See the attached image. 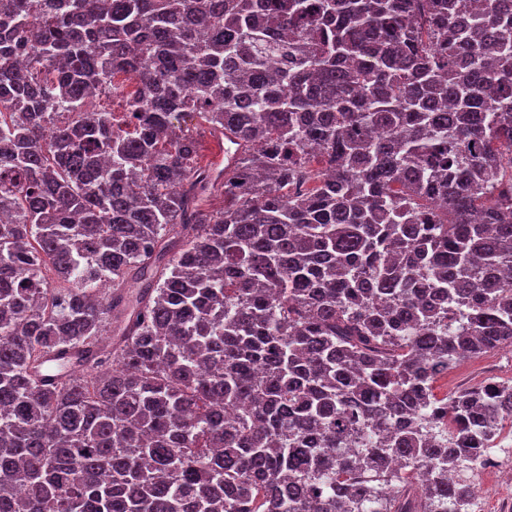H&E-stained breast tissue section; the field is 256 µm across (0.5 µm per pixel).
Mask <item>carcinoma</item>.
Here are the masks:
<instances>
[{"mask_svg": "<svg viewBox=\"0 0 512 512\" xmlns=\"http://www.w3.org/2000/svg\"><path fill=\"white\" fill-rule=\"evenodd\" d=\"M0 214V512H471L512 0H0ZM113 81H115V83H120L123 85V98L121 99V101H118V100H114V110H113V98H112V103L109 102L108 100H106L104 97L102 98V103H104L103 105L106 106V107H109V108H112V112H114V115L116 117H113V114H112V122H113V118H115L116 121H119V120H123V118H125V116H129V114H126L127 112L125 111V109L127 108L126 107V101H130L132 100L138 93V90H139V87H138V83L137 81L131 77L130 75H127V74H119L117 77H112V83ZM109 105V106H108ZM181 125L186 131L189 130V132L199 141L202 159L204 163H210L205 161L204 154L206 155L207 160H213L211 157L210 142L212 140V137L206 131L205 127L200 125L197 119L194 118L192 115L186 116L185 119L181 121ZM489 377L512 380V348L489 352L478 359H465L448 371V378L437 383L436 393L448 396L456 389L477 385Z\"/></svg>", "mask_w": 512, "mask_h": 512, "instance_id": "carcinoma-1", "label": "carcinoma"}]
</instances>
